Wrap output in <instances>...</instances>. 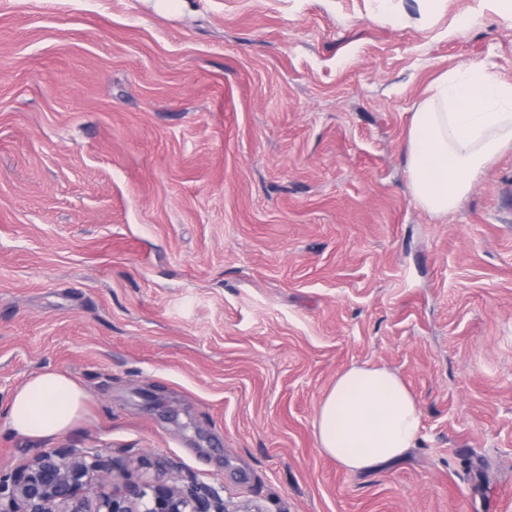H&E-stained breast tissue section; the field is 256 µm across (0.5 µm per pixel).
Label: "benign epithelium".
<instances>
[{"label": "benign epithelium", "mask_w": 512, "mask_h": 512, "mask_svg": "<svg viewBox=\"0 0 512 512\" xmlns=\"http://www.w3.org/2000/svg\"><path fill=\"white\" fill-rule=\"evenodd\" d=\"M137 468L158 469L152 453L131 454ZM0 512H263L224 500L223 487L195 477L156 474L136 480L127 462L98 448H50L0 469Z\"/></svg>", "instance_id": "1"}]
</instances>
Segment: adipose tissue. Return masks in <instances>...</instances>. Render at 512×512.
<instances>
[{
    "mask_svg": "<svg viewBox=\"0 0 512 512\" xmlns=\"http://www.w3.org/2000/svg\"><path fill=\"white\" fill-rule=\"evenodd\" d=\"M512 143V84L471 66L442 75L414 112L408 170L415 199L429 212L455 210L482 166ZM90 400L58 370L32 375L11 395L12 432L53 439L83 418ZM422 412L402 378L378 366H354L336 377L321 401L315 436L321 452L350 475L368 474L416 446Z\"/></svg>",
    "mask_w": 512,
    "mask_h": 512,
    "instance_id": "1",
    "label": "adipose tissue"
}]
</instances>
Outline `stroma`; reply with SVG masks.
I'll return each instance as SVG.
<instances>
[{"mask_svg":"<svg viewBox=\"0 0 512 512\" xmlns=\"http://www.w3.org/2000/svg\"><path fill=\"white\" fill-rule=\"evenodd\" d=\"M189 2L0 0V409L54 368L91 396L56 448L265 512H512V145L446 214L407 169L436 79L512 82V18ZM354 365L422 424L350 476L314 422Z\"/></svg>","mask_w":512,"mask_h":512,"instance_id":"1","label":"stroma"}]
</instances>
